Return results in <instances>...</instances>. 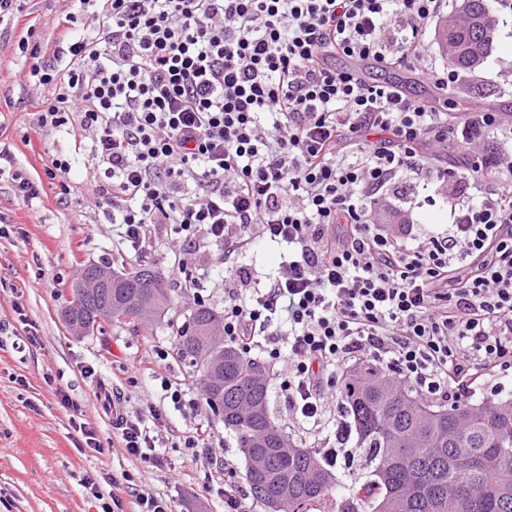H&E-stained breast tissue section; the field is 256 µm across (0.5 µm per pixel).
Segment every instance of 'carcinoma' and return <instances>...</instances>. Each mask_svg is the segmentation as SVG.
<instances>
[{
  "mask_svg": "<svg viewBox=\"0 0 512 512\" xmlns=\"http://www.w3.org/2000/svg\"><path fill=\"white\" fill-rule=\"evenodd\" d=\"M443 38L486 59L496 34L471 26L443 30ZM117 280L102 283L80 307L67 306L70 330L89 333L109 320V301L135 298L163 316L172 304L171 289L157 271L133 266L116 271ZM218 316L197 301L178 327L173 353L196 377L210 367L205 337ZM258 358L224 345V392L202 390L208 407L224 420L245 459L244 480L259 506V479L251 462L265 460L271 485L288 487L285 505L301 502L302 512L343 500L359 501L358 512H512V398L479 405L448 406L424 397L409 383L365 362L350 365L343 377L341 415L350 430L349 453L361 462L358 476L344 487L334 467L317 448L294 438L276 445L270 369L258 376Z\"/></svg>",
  "mask_w": 512,
  "mask_h": 512,
  "instance_id": "obj_1",
  "label": "carcinoma"
}]
</instances>
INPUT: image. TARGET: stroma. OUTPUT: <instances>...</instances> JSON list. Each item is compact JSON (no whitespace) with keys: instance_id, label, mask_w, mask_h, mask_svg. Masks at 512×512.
I'll return each instance as SVG.
<instances>
[{"instance_id":"35a3bbf8","label":"stroma","mask_w":512,"mask_h":512,"mask_svg":"<svg viewBox=\"0 0 512 512\" xmlns=\"http://www.w3.org/2000/svg\"><path fill=\"white\" fill-rule=\"evenodd\" d=\"M21 31L0 29V141L9 144L14 166L27 175L41 171L46 153L69 155L73 162V191L60 198L45 188L40 199L24 203L8 181L0 180V213L15 230L0 237V512H97L98 503L82 485L84 477L100 481L104 496H117L125 512H132L136 495L167 502L171 512H224V484L244 488V459L235 440L224 432L221 418L201 400L188 367L172 356L174 328L184 322L194 304L191 290L175 288L173 303L162 324L145 327L138 322L104 325L85 336L73 335L62 318L71 298L78 269L107 262L119 269L129 265L118 237L103 209L88 208L85 181L90 176V140L63 131L29 136L40 92L16 82L13 73L22 64L17 42ZM372 81L403 83L415 97L434 100L439 108L456 112L478 107L512 118V10L499 13L495 47L484 65L463 72L447 95L435 94L429 85L416 82L411 71L370 68ZM375 220L385 228L400 230L410 224L416 235L439 230L448 221L445 200L409 209L402 203L382 204ZM283 247L255 242L245 261L251 278L240 277L235 265L210 254L197 255L195 264L208 272L209 302L224 308L225 288L246 291L254 279L276 274ZM23 305L36 323L41 344L24 350L12 346L9 331L18 326L15 305ZM169 353L156 363L157 350ZM93 375H85V367ZM275 397V421L288 434L312 448L335 446V403H328L317 423L298 421L281 390L287 377L284 361H270ZM25 377L26 386L16 384ZM182 388L194 398V410L174 407L165 399L162 382ZM60 385L79 404L85 419L97 430L100 450L80 453L74 447L73 412L50 394L49 384ZM106 389L129 413L160 410L163 422L154 426L157 451L164 467L129 455L115 436L108 408L93 393ZM213 436L209 448H188L186 436L195 428Z\"/></svg>"}]
</instances>
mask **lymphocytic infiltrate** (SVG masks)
I'll list each match as a JSON object with an SVG mask.
<instances>
[{"instance_id": "1", "label": "lymphocytic infiltrate", "mask_w": 512, "mask_h": 512, "mask_svg": "<svg viewBox=\"0 0 512 512\" xmlns=\"http://www.w3.org/2000/svg\"><path fill=\"white\" fill-rule=\"evenodd\" d=\"M448 0H73L53 44H17L21 83L44 89L36 130L92 132L90 195L131 256L157 227L239 262L253 227L286 254L273 281L224 298V341L288 360L299 419L317 421L362 358L427 396L461 398L512 374V120L444 112L362 65L416 62L435 89L455 71L423 36ZM347 59L336 67L335 57ZM456 148L454 161L443 158ZM0 149L25 202L71 192ZM457 175L444 230L411 244L374 208L420 171ZM121 418L127 453L163 465L147 419Z\"/></svg>"}]
</instances>
